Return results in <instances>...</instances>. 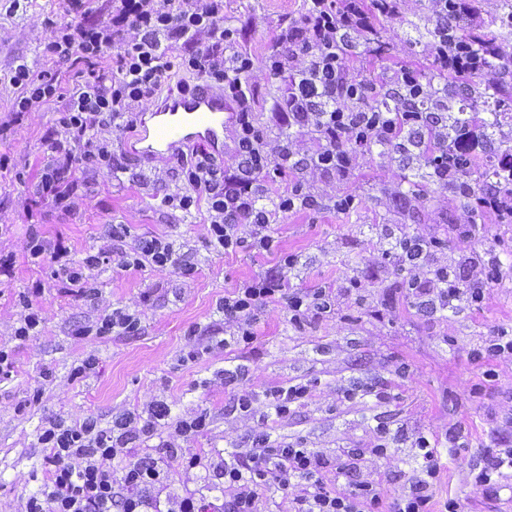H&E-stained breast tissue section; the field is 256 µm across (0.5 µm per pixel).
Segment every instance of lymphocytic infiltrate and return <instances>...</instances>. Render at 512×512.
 Segmentation results:
<instances>
[{
  "mask_svg": "<svg viewBox=\"0 0 512 512\" xmlns=\"http://www.w3.org/2000/svg\"><path fill=\"white\" fill-rule=\"evenodd\" d=\"M108 19L51 31L45 55L69 62L77 75L67 84L59 72L33 71L27 64L10 69V83L18 88L16 116L61 103L62 109L47 137L52 160L41 176L43 199L70 208L75 204L73 171L90 175L100 169L118 172L107 136L112 126L137 128L141 114L159 91L168 86L174 70L196 75L200 81L222 88L233 106L228 127L229 153L219 159L207 148L178 151L188 189L164 196L162 206L188 211L205 207L207 235L219 252L249 249L272 251V226L279 216L314 210L332 201L337 211H348L353 195L325 197L308 190L295 172L310 171L337 184L348 178L358 158L384 149L397 123L418 121L423 104L434 94L428 81L405 67L387 71L385 83L353 78L345 54L336 50L344 35L372 26L375 18H397L402 0H304L297 16H284L266 53L254 56L238 49L233 30L224 25V0H108ZM438 26L449 14L467 21L476 51L452 54L447 43L434 51L440 76L475 72L481 58H501L503 48L483 35L484 22L472 0H431ZM287 78L284 93L272 98L268 129L258 124L255 73ZM403 84L410 94L405 101L385 100L384 88ZM309 137L314 147L301 153L298 139ZM416 251L409 256L410 276L397 291L439 312L456 313L461 304H481L490 289L502 280L481 255L466 253L471 272L467 287L449 281L448 268L432 263L434 236L416 237ZM26 249L35 264L53 268L55 279L89 295L93 271L105 261L104 253L73 260L60 239L30 228ZM120 269H179L182 259L173 243L154 237L133 246H114ZM297 263L295 255L281 257L277 267L224 297V321L235 329L237 342L251 344L254 326L267 306H284L288 320L303 327L334 314L340 299L350 295L344 284L333 288H292L286 271ZM170 411L155 404L147 418L131 413L112 427H99L95 418L65 424L49 421L39 441L45 449L46 479L29 496L24 512H156L151 491L160 484L164 468L177 458L178 449L164 442L151 463L125 462L121 477H114L112 463L127 445L152 437ZM414 446L419 471L407 489L388 495L373 476L374 461L385 458L380 442L371 448H340L334 456L305 447L302 442L273 440L259 432L252 447L225 452L213 465V478L226 490L222 503L186 497L178 512H260L268 489L286 495L292 512H433L432 486L441 470V456L426 436ZM512 470V448H496L473 463L477 490L497 497L506 470Z\"/></svg>",
  "mask_w": 512,
  "mask_h": 512,
  "instance_id": "lymphocytic-infiltrate-1",
  "label": "lymphocytic infiltrate"
}]
</instances>
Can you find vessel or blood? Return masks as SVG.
Segmentation results:
<instances>
[{
	"instance_id": "b4317fda",
	"label": "vessel or blood",
	"mask_w": 512,
	"mask_h": 512,
	"mask_svg": "<svg viewBox=\"0 0 512 512\" xmlns=\"http://www.w3.org/2000/svg\"><path fill=\"white\" fill-rule=\"evenodd\" d=\"M230 109L223 91L208 85L188 96L166 98L152 114V127L144 131L146 153L162 156L176 146L203 142L223 157L224 114Z\"/></svg>"
}]
</instances>
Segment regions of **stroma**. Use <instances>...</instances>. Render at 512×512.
Returning <instances> with one entry per match:
<instances>
[{
    "label": "stroma",
    "mask_w": 512,
    "mask_h": 512,
    "mask_svg": "<svg viewBox=\"0 0 512 512\" xmlns=\"http://www.w3.org/2000/svg\"><path fill=\"white\" fill-rule=\"evenodd\" d=\"M300 6L301 0H224V23L236 30L242 48L259 56L283 16ZM85 7L82 15L70 0H0V252L14 260L11 276L0 277V347L11 350L15 361L11 376L0 380V512H22L42 484L39 436L49 420L71 424L92 415L106 427L129 412L146 414L157 401L169 405L170 423L137 441L128 458H154L163 440L182 449L156 487L163 512H176L184 497L213 495L211 463L224 450L251 447L256 432L287 442L299 438L332 456L340 448L371 447L372 429L380 422L389 428L388 455L375 463L374 472L389 492L408 487L415 466L408 450L422 434L452 451L433 486L436 504L454 499L462 512H512V489L485 499L469 469L483 449L512 442V356L481 367L471 356L487 336L512 332V274H505L481 305L461 306L449 317L425 314L394 291L403 273L384 261L376 231L393 224L410 236H437L442 245L434 260L444 264L462 251L511 239L512 224L488 213L480 237L466 243L453 239L448 227L463 218V202L435 190L410 210L393 209L391 197L407 190L409 171L372 154L358 160L341 186L308 179L319 193L354 194L349 212L289 214L274 226V253L224 255L210 246L202 215L161 205L164 196L184 190L176 157L142 158L136 153L137 133L118 129L109 137L122 163L119 175L103 169L80 184L70 211L36 201L34 189L51 159L45 138L59 107L15 119L18 91L7 74L22 62L35 70L55 69L43 52L51 30L107 17L106 0H87ZM33 224L47 237L61 238L74 260L109 251L116 229L133 239L161 237L179 247L184 268L124 271L113 257L93 272L94 296L80 297L54 280L50 266L31 261L26 242ZM285 254L299 258L287 272L292 287L350 279L357 287L336 314L311 327L295 328L276 306L262 314L252 344L228 342L225 294ZM27 298L42 324L38 336L22 342L13 332ZM118 307L139 317L135 335H83L84 327ZM89 356L97 362L95 370L76 374ZM382 382L393 394L385 404L366 393ZM296 384L308 386L310 395L287 417L267 413L259 402L249 414L237 406L241 394ZM349 390L357 391L355 401L346 400ZM202 410L208 415L204 431L188 437L175 432V419ZM191 456L197 457L196 466H188Z\"/></svg>",
    "instance_id": "obj_1"
}]
</instances>
